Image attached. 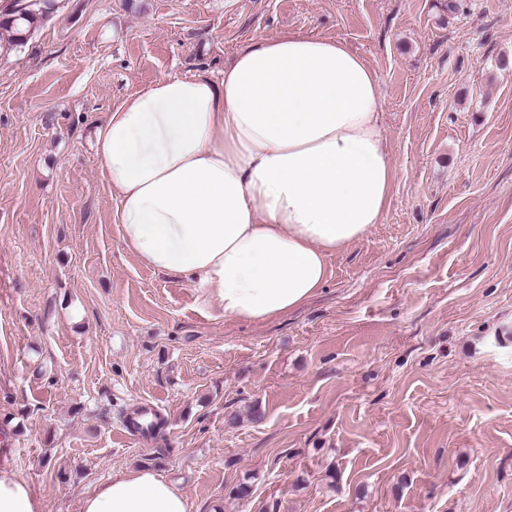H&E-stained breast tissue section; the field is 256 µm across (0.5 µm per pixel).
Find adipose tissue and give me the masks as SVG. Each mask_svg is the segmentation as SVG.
Segmentation results:
<instances>
[{
    "instance_id": "ef3b65f1",
    "label": "adipose tissue",
    "mask_w": 512,
    "mask_h": 512,
    "mask_svg": "<svg viewBox=\"0 0 512 512\" xmlns=\"http://www.w3.org/2000/svg\"><path fill=\"white\" fill-rule=\"evenodd\" d=\"M367 62L344 42L301 34L240 49L224 78L165 76L99 130L125 246L156 272L205 288L228 318L298 308L327 261L381 223L394 170ZM0 512H41L29 482L0 466ZM81 512H189L149 467L113 474Z\"/></svg>"
}]
</instances>
